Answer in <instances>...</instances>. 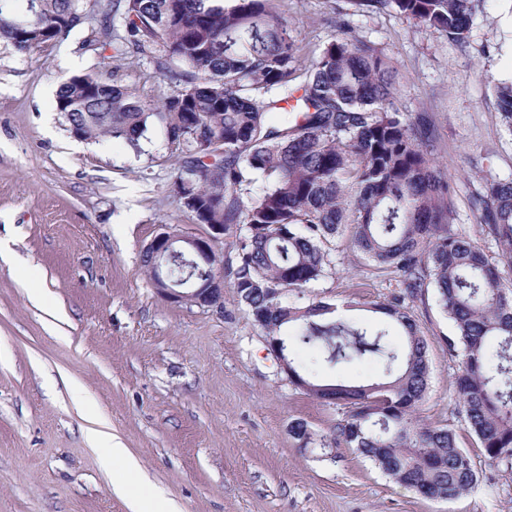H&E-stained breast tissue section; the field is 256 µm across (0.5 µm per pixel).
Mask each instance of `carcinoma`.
Segmentation results:
<instances>
[{
    "mask_svg": "<svg viewBox=\"0 0 512 512\" xmlns=\"http://www.w3.org/2000/svg\"><path fill=\"white\" fill-rule=\"evenodd\" d=\"M272 0H116L102 10L98 34L148 55L175 91L160 111L129 88L97 75L61 82L56 107L78 137L124 140L134 151L160 118L183 175L180 200L197 190L199 224L236 227V259L224 287L236 294L266 340L280 342L302 392L336 396L339 418L326 434L294 419L301 450L355 449L395 482L431 500L475 488L477 468L456 432L417 414L430 381L428 342L406 300L433 288L455 328L448 347L461 356L457 406L490 469H512V281L453 224L454 182L429 158L425 116L397 107L394 67L368 41L332 39L306 63L302 47ZM369 12L394 10L426 29L468 41L485 0H352ZM82 21L79 3L39 0L17 15L0 0V38L20 53L66 36ZM502 122L512 133V79L496 86ZM224 152L208 163L210 146ZM481 233L512 269V179L491 178L472 197ZM350 228L352 251L398 278L400 291L374 304L401 333L336 320L334 304L307 296L333 268L330 245ZM203 270L182 250L167 260L165 284L183 286ZM294 333H288V328ZM308 350L333 369L370 358L377 382L325 381L297 361Z\"/></svg>",
    "mask_w": 512,
    "mask_h": 512,
    "instance_id": "1",
    "label": "carcinoma"
}]
</instances>
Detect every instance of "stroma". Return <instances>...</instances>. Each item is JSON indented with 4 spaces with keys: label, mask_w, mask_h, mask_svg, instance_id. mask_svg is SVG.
I'll return each instance as SVG.
<instances>
[{
    "label": "stroma",
    "mask_w": 512,
    "mask_h": 512,
    "mask_svg": "<svg viewBox=\"0 0 512 512\" xmlns=\"http://www.w3.org/2000/svg\"><path fill=\"white\" fill-rule=\"evenodd\" d=\"M107 0H81L67 37L27 54L0 39V512H130L88 433L115 436L137 460L127 477L143 496L178 512H512V472L484 467L477 438L457 413L454 328L433 288L407 310L428 339L431 378L418 414L454 427L482 468L453 500H430L384 475L352 448L304 452L292 420L320 434L334 408L295 389L233 290L217 313L161 297L141 250L163 226L200 236L205 225L171 191L179 166L160 119L140 151L121 139L74 136L56 109L61 79L86 73L159 101L174 87L146 57L91 45ZM306 57L333 38L375 44L395 65L397 105L425 115L433 156L455 184L454 223L489 256L471 199L489 178L512 177V134L496 85L512 77V0H488L467 43L392 11L352 0H273ZM333 274L310 296L337 318L378 321L374 303L398 290L337 238ZM79 396H72V389Z\"/></svg>",
    "instance_id": "1"
}]
</instances>
